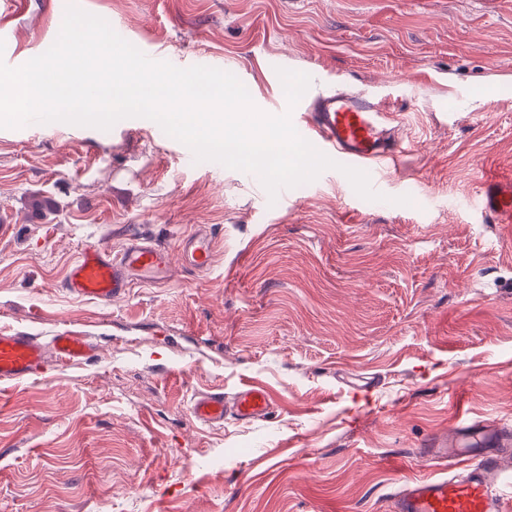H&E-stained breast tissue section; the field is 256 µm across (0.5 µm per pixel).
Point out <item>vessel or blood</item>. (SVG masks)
I'll use <instances>...</instances> for the list:
<instances>
[{"instance_id":"vessel-or-blood-1","label":"vessel or blood","mask_w":512,"mask_h":512,"mask_svg":"<svg viewBox=\"0 0 512 512\" xmlns=\"http://www.w3.org/2000/svg\"><path fill=\"white\" fill-rule=\"evenodd\" d=\"M291 120L304 127L316 149L361 170L394 160L403 151L391 127L393 114L381 101L335 92L306 95L292 109ZM481 210L496 223L512 224V191L486 194ZM213 257L214 236L205 227L182 238L174 253L136 233L116 255L103 243L89 240L69 267L64 287L75 297L109 305L125 299L133 282L167 281L173 259H180L187 269L205 271ZM92 350L87 337L69 330L46 343L23 331L1 332L0 382L24 381L52 365L83 362ZM271 406L265 388L245 384L228 396L220 391L197 394L191 413L201 424L220 426L229 416L241 422L263 419ZM457 426L463 438L472 429L482 431L474 463L454 474L401 481L392 494L394 512H505L504 503L512 498V475L503 469L498 450L512 444V432L495 420L476 423L461 418Z\"/></svg>"}]
</instances>
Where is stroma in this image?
I'll use <instances>...</instances> for the list:
<instances>
[{
    "label": "stroma",
    "instance_id": "1",
    "mask_svg": "<svg viewBox=\"0 0 512 512\" xmlns=\"http://www.w3.org/2000/svg\"><path fill=\"white\" fill-rule=\"evenodd\" d=\"M76 2L142 52L214 59L269 114L280 67L385 100L407 151L375 174L387 201L328 169L273 202L149 119L0 129V332L94 344L0 384V512H390L442 472L423 449L458 413L512 422V224L480 210L512 187V0ZM66 5L25 0L0 59L47 51ZM198 224L208 271L112 305L65 292L87 240L172 249ZM250 383L265 419L193 420L197 393Z\"/></svg>",
    "mask_w": 512,
    "mask_h": 512
}]
</instances>
